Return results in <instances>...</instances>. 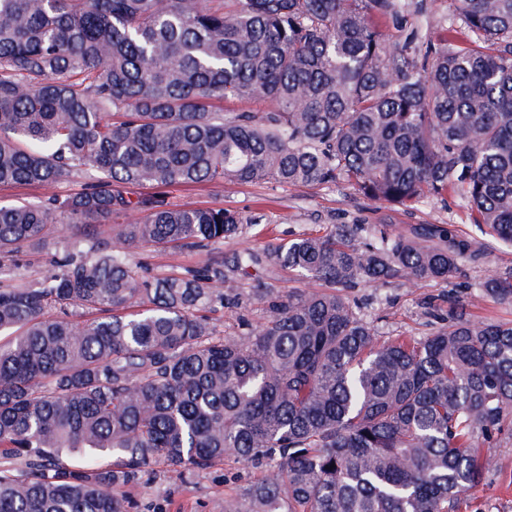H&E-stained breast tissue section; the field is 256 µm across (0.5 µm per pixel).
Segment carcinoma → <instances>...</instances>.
<instances>
[{
	"instance_id": "obj_1",
	"label": "carcinoma",
	"mask_w": 512,
	"mask_h": 512,
	"mask_svg": "<svg viewBox=\"0 0 512 512\" xmlns=\"http://www.w3.org/2000/svg\"><path fill=\"white\" fill-rule=\"evenodd\" d=\"M455 2L436 45L373 24L407 26L402 0H0V186L87 177L0 205V260L61 250L33 284L0 283V457L25 468L0 463V512H129L116 489L141 468L228 454L272 466L224 512H460L493 467L481 449L512 431V321L476 323L450 295L433 333L380 344L343 291L455 286L482 245L334 224L227 269L148 278L126 256L235 238V213L164 192L226 180L342 181L404 207L451 193L512 244V0ZM257 97L273 109L217 107ZM251 266L333 291L266 288L247 340L214 335L201 312ZM479 290L512 304V271ZM63 448L115 461L72 470Z\"/></svg>"
}]
</instances>
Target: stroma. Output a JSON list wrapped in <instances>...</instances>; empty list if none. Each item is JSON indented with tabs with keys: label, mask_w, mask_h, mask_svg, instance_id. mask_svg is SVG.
Wrapping results in <instances>:
<instances>
[{
	"label": "stroma",
	"mask_w": 512,
	"mask_h": 512,
	"mask_svg": "<svg viewBox=\"0 0 512 512\" xmlns=\"http://www.w3.org/2000/svg\"><path fill=\"white\" fill-rule=\"evenodd\" d=\"M403 4L420 35L435 41L442 37L455 9L454 0H403ZM165 193L177 205L228 209L241 219L243 231L235 239L202 250L132 248L131 263L148 275L201 268L214 257L229 263L235 253L261 249L272 238L287 241L302 235H323L335 224H375L390 233H404L420 224H449L461 238L486 247L483 259L467 266L460 288L452 290L445 283L434 281L415 285L368 283L349 291L351 305L373 326L381 343L400 336L418 339L429 335L440 326V316L446 313L452 296L473 320L512 321V305L485 299L478 290L479 283L487 277L512 269V246L494 241L471 224L466 204L456 196L403 209L370 201L345 183L305 187L227 181L174 185ZM53 258L50 248L35 254H17L0 267V277L10 279L15 286H27L42 276ZM261 282L278 296L292 288L316 292L326 289L321 281L285 270H240L234 276L232 290L240 294L241 303L217 306L207 312L217 335L244 339L265 320L267 301L250 297ZM490 454L494 466L483 483L469 493L465 512H512V438L503 437ZM266 469V463H244L231 455L208 469L185 467L178 473L156 462L146 466L122 491L133 501V512H222L225 500L236 497L243 486L263 476Z\"/></svg>",
	"instance_id": "35a3bbf8"
}]
</instances>
